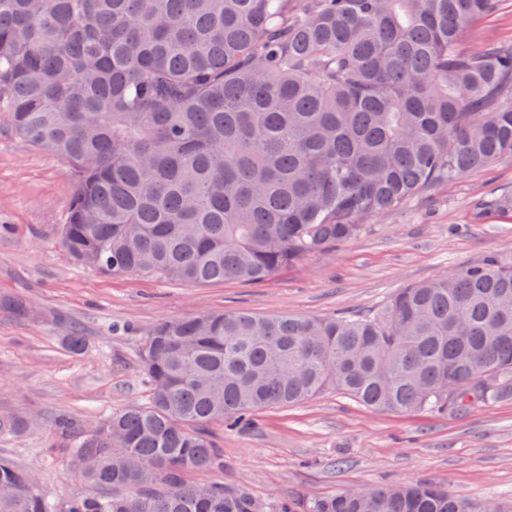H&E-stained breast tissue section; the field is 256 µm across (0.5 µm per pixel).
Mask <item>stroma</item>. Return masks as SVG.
<instances>
[{
  "label": "stroma",
  "mask_w": 512,
  "mask_h": 512,
  "mask_svg": "<svg viewBox=\"0 0 512 512\" xmlns=\"http://www.w3.org/2000/svg\"><path fill=\"white\" fill-rule=\"evenodd\" d=\"M512 41V0H498L464 37L468 49ZM512 189V154L403 207L382 213L357 238L309 256L260 284L184 285L154 275L108 277L78 264L59 237L75 190L69 165L20 141L0 110V300L19 298L29 313L0 310V415L23 414L25 435L0 434V456L34 471L53 498L84 490L70 441L53 426L65 413L88 425L147 403L140 358L162 320L244 310L333 317L381 310L399 288L449 274L490 254L512 258V215H475V202ZM79 328L87 346L63 338ZM223 450L219 469L190 482H224L275 512L288 496L351 493L429 481L474 508L494 501L512 512V400L449 411L394 414L327 393L271 408L254 424L211 428Z\"/></svg>",
  "instance_id": "35a3bbf8"
}]
</instances>
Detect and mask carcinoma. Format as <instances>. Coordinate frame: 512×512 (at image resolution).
Here are the masks:
<instances>
[{
	"label": "carcinoma",
	"mask_w": 512,
	"mask_h": 512,
	"mask_svg": "<svg viewBox=\"0 0 512 512\" xmlns=\"http://www.w3.org/2000/svg\"><path fill=\"white\" fill-rule=\"evenodd\" d=\"M495 0H0V105L75 179L61 244L110 276L266 281L437 184L512 153V43L470 51ZM477 214L512 212V192ZM144 405L58 416L88 489L52 500L0 457V512H264L219 483L209 427L336 392L377 411L512 399V260L400 289L375 314L203 312L141 347ZM22 416L0 432L22 434ZM277 512H472L433 483Z\"/></svg>",
	"instance_id": "obj_1"
}]
</instances>
